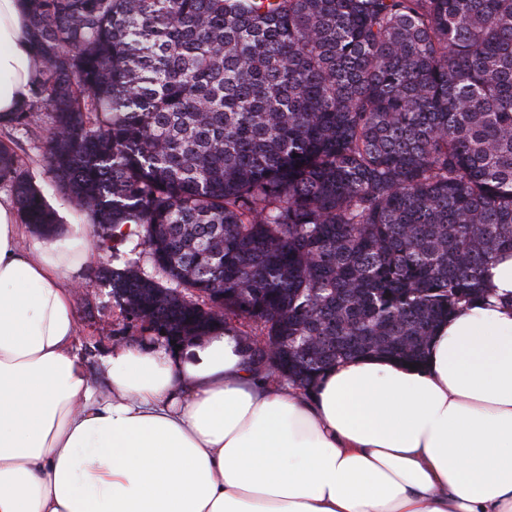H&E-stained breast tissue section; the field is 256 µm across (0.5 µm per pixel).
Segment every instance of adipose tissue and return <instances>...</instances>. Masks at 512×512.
<instances>
[{"mask_svg":"<svg viewBox=\"0 0 512 512\" xmlns=\"http://www.w3.org/2000/svg\"><path fill=\"white\" fill-rule=\"evenodd\" d=\"M35 60L22 0H0V124ZM23 237L0 195V512H512V255L416 367L361 356L307 393L218 330L113 347L100 389L70 301L84 225Z\"/></svg>","mask_w":512,"mask_h":512,"instance_id":"obj_1","label":"adipose tissue"}]
</instances>
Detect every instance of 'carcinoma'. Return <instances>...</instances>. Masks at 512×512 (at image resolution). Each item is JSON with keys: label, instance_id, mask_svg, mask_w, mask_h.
Wrapping results in <instances>:
<instances>
[{"label": "carcinoma", "instance_id": "cac0c4a2", "mask_svg": "<svg viewBox=\"0 0 512 512\" xmlns=\"http://www.w3.org/2000/svg\"><path fill=\"white\" fill-rule=\"evenodd\" d=\"M27 110L122 314L308 389L418 364L512 253V0H26ZM22 223L55 213L0 149Z\"/></svg>", "mask_w": 512, "mask_h": 512}]
</instances>
